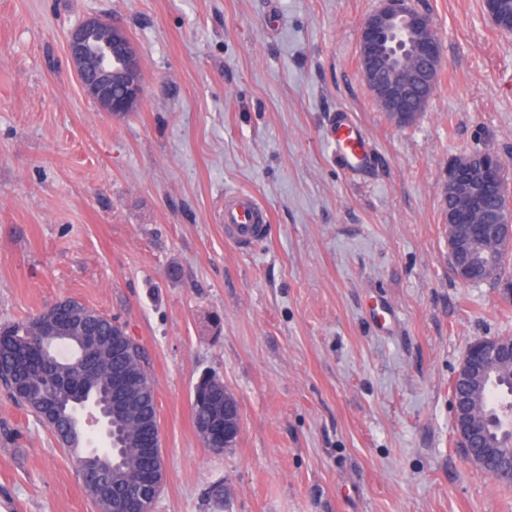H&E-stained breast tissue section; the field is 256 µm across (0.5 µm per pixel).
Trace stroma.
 Wrapping results in <instances>:
<instances>
[{
    "instance_id": "35a3bbf8",
    "label": "stroma",
    "mask_w": 512,
    "mask_h": 512,
    "mask_svg": "<svg viewBox=\"0 0 512 512\" xmlns=\"http://www.w3.org/2000/svg\"><path fill=\"white\" fill-rule=\"evenodd\" d=\"M443 68L395 125L361 76L379 0H0V324L72 298L124 325L155 380L167 478L155 512H512V485L456 443L451 384L478 338L512 336L502 283L448 261L450 161H510L512 35L484 0H412ZM120 20L138 111H101L68 31ZM367 135L348 174L325 127ZM228 190L271 213L242 249ZM237 399L235 447H203L194 386ZM0 512H96L51 431L0 388Z\"/></svg>"
}]
</instances>
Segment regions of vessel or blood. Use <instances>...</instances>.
Instances as JSON below:
<instances>
[{
	"label": "vessel or blood",
	"instance_id": "1",
	"mask_svg": "<svg viewBox=\"0 0 512 512\" xmlns=\"http://www.w3.org/2000/svg\"><path fill=\"white\" fill-rule=\"evenodd\" d=\"M328 140L334 158L345 169L353 171L368 164V141L351 117H337L328 132ZM221 220L225 236L242 248L264 236L270 225L266 207L246 192L225 193Z\"/></svg>",
	"mask_w": 512,
	"mask_h": 512
}]
</instances>
